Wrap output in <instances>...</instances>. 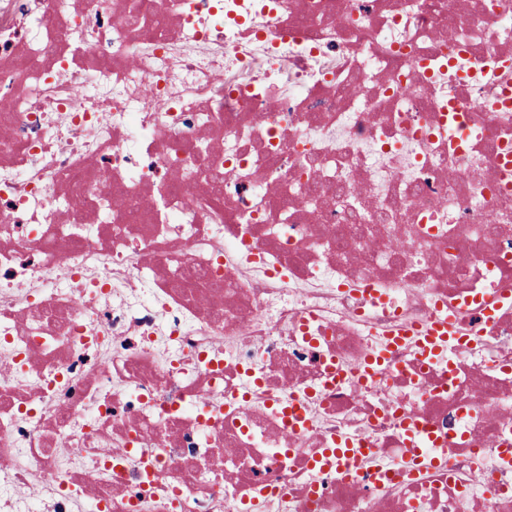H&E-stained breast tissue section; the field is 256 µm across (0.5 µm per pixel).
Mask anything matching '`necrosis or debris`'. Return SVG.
I'll return each mask as SVG.
<instances>
[{
  "instance_id": "obj_1",
  "label": "necrosis or debris",
  "mask_w": 512,
  "mask_h": 512,
  "mask_svg": "<svg viewBox=\"0 0 512 512\" xmlns=\"http://www.w3.org/2000/svg\"><path fill=\"white\" fill-rule=\"evenodd\" d=\"M509 91L512 0H0V512H512ZM448 323L447 321H440L433 324L432 328L422 336L421 345L422 353L426 358H429L436 353L448 340Z\"/></svg>"
}]
</instances>
